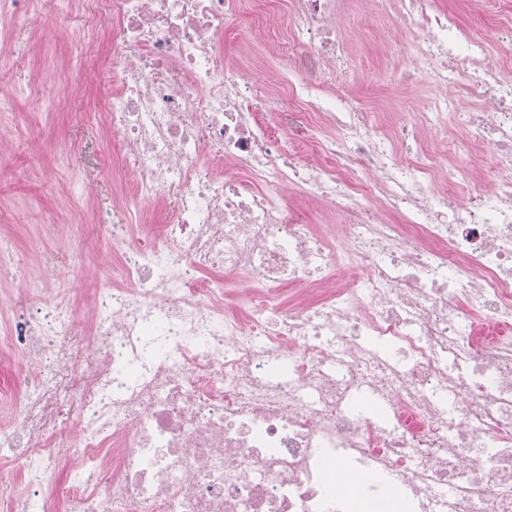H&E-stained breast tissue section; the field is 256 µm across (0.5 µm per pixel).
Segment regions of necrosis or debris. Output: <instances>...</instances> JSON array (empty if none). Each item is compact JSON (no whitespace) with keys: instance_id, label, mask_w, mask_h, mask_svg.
Masks as SVG:
<instances>
[{"instance_id":"necrosis-or-debris-1","label":"necrosis or debris","mask_w":512,"mask_h":512,"mask_svg":"<svg viewBox=\"0 0 512 512\" xmlns=\"http://www.w3.org/2000/svg\"><path fill=\"white\" fill-rule=\"evenodd\" d=\"M348 2L80 0L115 26L133 199L173 207L154 234L113 225L123 285L99 289L91 331L67 298L82 262L68 290L21 296L4 342L32 367L0 423V512H59L63 471L72 512H512V175L465 201L441 187L462 95L459 129L512 161V70L438 0H377L432 93L409 126L316 82L264 118L224 63L231 20L334 62ZM413 125L433 139L408 157ZM285 186L342 226L296 217ZM289 286L319 294L286 305Z\"/></svg>"}]
</instances>
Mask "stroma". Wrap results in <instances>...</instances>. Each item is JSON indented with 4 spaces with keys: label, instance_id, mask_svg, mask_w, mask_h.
<instances>
[{
    "label": "stroma",
    "instance_id": "35a3bbf8",
    "mask_svg": "<svg viewBox=\"0 0 512 512\" xmlns=\"http://www.w3.org/2000/svg\"><path fill=\"white\" fill-rule=\"evenodd\" d=\"M460 23L481 31L493 53L504 54L495 32L512 24V0H439ZM390 20L377 14L368 22L349 16L344 38L353 56L352 71L330 75L327 67L299 64L328 92L341 91L362 111L386 121L417 111L430 96L424 85L405 87L400 69L387 53ZM112 40V21L97 20L94 35L83 39L77 7H53L39 22L0 16V240L12 253L11 273L0 274V336L22 315L17 303L28 280L63 287L62 273L75 256L87 267L84 288L93 293L110 278L118 262L101 221L126 222L132 179L122 164L120 145L108 118L112 79L104 55ZM278 37L258 29L249 38L235 27L224 33V60L235 65L253 57L263 61L254 102L267 101L287 72L277 63ZM448 137L458 158L475 156L466 187L448 180L449 192L481 189L501 161L483 143L467 139L456 126Z\"/></svg>",
    "mask_w": 512,
    "mask_h": 512
}]
</instances>
